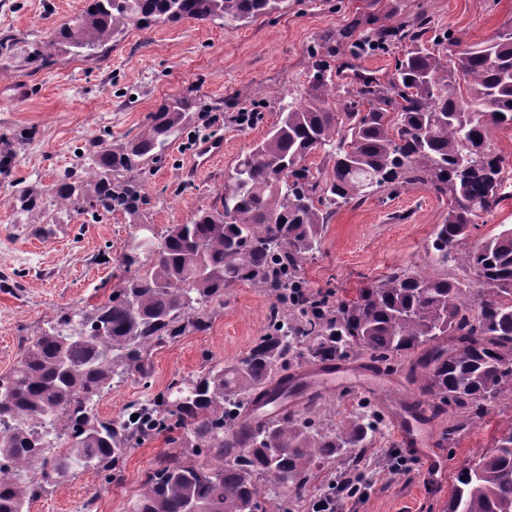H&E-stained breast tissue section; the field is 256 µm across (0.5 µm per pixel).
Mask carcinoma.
I'll return each mask as SVG.
<instances>
[{
  "label": "carcinoma",
  "instance_id": "carcinoma-1",
  "mask_svg": "<svg viewBox=\"0 0 512 512\" xmlns=\"http://www.w3.org/2000/svg\"><path fill=\"white\" fill-rule=\"evenodd\" d=\"M287 2L91 0L36 55L48 60L59 44L98 50L132 22L145 28L192 18L236 28ZM429 24L419 17L375 29L367 44L397 41L409 49L388 80L363 78L341 99L326 63L314 62L305 95L282 105L274 127L228 174L221 208L163 234L145 225L125 257L134 271L109 302L91 315L65 314L23 349L16 367L0 373V512H29L75 465L95 471L108 488L121 481L131 446L161 432L170 434L174 450L145 474L131 512H266L262 483L301 492L312 466L359 447L374 431L363 414L325 431L284 407L292 388L277 370L288 369L296 354L309 364L351 351L382 364L417 354L411 374L420 391L464 414L445 436L488 416L512 393V227L466 243L476 218L508 197L500 177L504 159L490 135L512 126V32L468 47L455 59L450 82L448 61L423 43ZM199 108L189 90L150 114L133 138L85 144L52 189L56 205L141 215L147 168L162 160ZM316 152L327 164L314 170L304 160ZM396 182L449 198L433 248L441 262L469 275L476 285L469 298L456 281L406 269L334 309L324 297L296 291L292 305L300 317L290 321L285 309L273 308L268 332L237 364L211 367L189 383L174 379L119 419L95 413L94 401L113 376H147L153 348L208 327L193 314L197 306L241 281L297 287L299 264L336 209ZM39 196L30 187L15 201L29 212ZM142 254L150 256L144 268ZM260 397L283 409L240 447L230 431ZM63 437L71 445L61 451L56 443ZM202 455L218 464L199 460ZM472 465L470 473L457 474L443 512H512V419ZM31 470L35 478H19Z\"/></svg>",
  "mask_w": 512,
  "mask_h": 512
}]
</instances>
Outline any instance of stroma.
<instances>
[{"label":"stroma","mask_w":512,"mask_h":512,"mask_svg":"<svg viewBox=\"0 0 512 512\" xmlns=\"http://www.w3.org/2000/svg\"><path fill=\"white\" fill-rule=\"evenodd\" d=\"M87 6L88 0H0V35L16 39L11 52H0V145L11 144L15 153L10 169L0 172L1 373L14 368L24 345L62 314H89L108 301L123 277V257L138 223L162 232L219 205L225 175L265 137L280 107L306 91L312 60L325 61L334 78L354 67L383 80L391 77L404 44L364 45L362 20L390 26L426 17L428 46L443 36L476 45L512 32V0H288L286 9L236 29L190 18L148 28L132 25L91 57L61 46L46 63L29 58L33 43L53 39ZM347 29L353 32L348 39ZM17 83L32 85V95L14 98ZM191 89L208 109L194 114L183 136L147 172L149 205L142 217L53 205L51 189L71 169L79 147L96 138H132L165 100ZM215 136L224 140L223 155L195 176L185 175L195 143ZM33 183L45 203L19 215L12 197ZM448 205L423 185L396 183L363 203L342 206L326 224L319 249L297 272L301 289L333 301L352 298L397 267L465 281L461 269L437 262L432 248ZM276 304L275 291L250 282L226 289L201 308L209 318L207 330L154 349L147 377L114 379L96 402L97 414L119 418L171 380L191 381L211 366L237 363L265 334ZM412 362L409 355L398 358L388 387L378 391L339 387L299 405L300 413L325 427L362 412L374 420L375 430L354 455L315 468L303 495L284 488L266 493L267 512H309L314 499L328 495L336 512H443L459 470L489 449L499 424L512 419V395L500 399L493 416L447 440L442 432L456 423L458 411L442 406L424 424L430 434L426 460L401 445L392 421L404 416L405 403L421 397L409 376ZM169 450L162 434L134 446L122 485L106 491L94 471L75 469L32 503L30 512H84L89 500L93 512H126L144 474ZM343 474L358 476L356 494H334Z\"/></svg>","instance_id":"1"}]
</instances>
